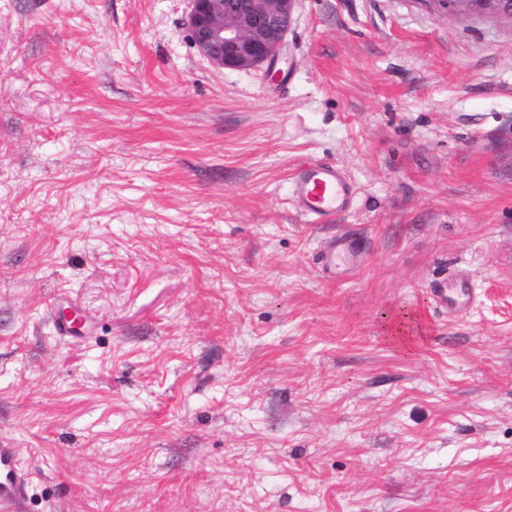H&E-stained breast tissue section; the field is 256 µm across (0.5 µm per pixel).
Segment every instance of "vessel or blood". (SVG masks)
<instances>
[{
    "instance_id": "1",
    "label": "vessel or blood",
    "mask_w": 512,
    "mask_h": 512,
    "mask_svg": "<svg viewBox=\"0 0 512 512\" xmlns=\"http://www.w3.org/2000/svg\"><path fill=\"white\" fill-rule=\"evenodd\" d=\"M297 210L318 223H326L345 211L354 196L347 172L339 165L305 162L291 179ZM29 475L22 470L10 448L0 447V507L5 512H22L27 500Z\"/></svg>"
}]
</instances>
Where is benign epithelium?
Returning <instances> with one entry per match:
<instances>
[{"label": "benign epithelium", "mask_w": 512, "mask_h": 512, "mask_svg": "<svg viewBox=\"0 0 512 512\" xmlns=\"http://www.w3.org/2000/svg\"><path fill=\"white\" fill-rule=\"evenodd\" d=\"M433 14L512 24V0H425ZM297 0H187L188 38L213 69L246 71L283 54Z\"/></svg>", "instance_id": "benign-epithelium-1"}]
</instances>
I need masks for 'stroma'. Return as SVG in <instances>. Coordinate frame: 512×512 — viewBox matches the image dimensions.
Wrapping results in <instances>:
<instances>
[{
    "label": "stroma",
    "instance_id": "obj_1",
    "mask_svg": "<svg viewBox=\"0 0 512 512\" xmlns=\"http://www.w3.org/2000/svg\"><path fill=\"white\" fill-rule=\"evenodd\" d=\"M186 16L0 0V444L26 512H512V27L299 0L274 79L212 69ZM305 160L355 187L329 223L292 201ZM402 313L407 351L382 335Z\"/></svg>",
    "mask_w": 512,
    "mask_h": 512
}]
</instances>
